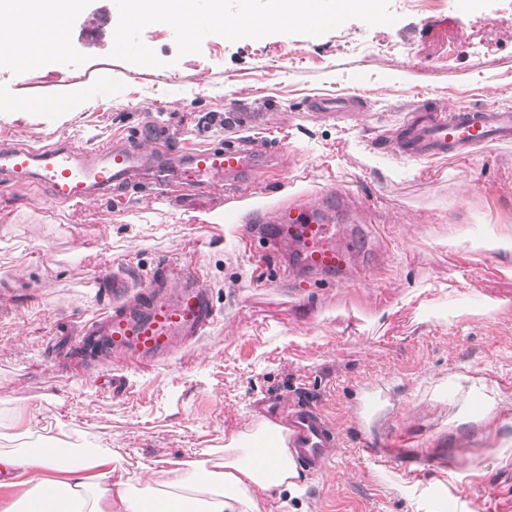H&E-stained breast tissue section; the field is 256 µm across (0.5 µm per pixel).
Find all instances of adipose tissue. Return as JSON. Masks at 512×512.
<instances>
[{
  "instance_id": "1",
  "label": "adipose tissue",
  "mask_w": 512,
  "mask_h": 512,
  "mask_svg": "<svg viewBox=\"0 0 512 512\" xmlns=\"http://www.w3.org/2000/svg\"><path fill=\"white\" fill-rule=\"evenodd\" d=\"M81 0H0V48L26 69L43 61L42 19L54 15L67 36ZM279 444L278 455L261 460L257 445ZM280 427L260 423L245 442L211 448L201 457L175 462L169 480L157 483L154 468L127 470L106 449L63 458L64 441L41 438L39 445L0 452V467L20 490L14 512H261L260 498L272 491L296 494L300 473L283 446Z\"/></svg>"
}]
</instances>
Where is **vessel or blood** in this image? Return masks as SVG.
Masks as SVG:
<instances>
[{
	"label": "vessel or blood",
	"mask_w": 512,
	"mask_h": 512,
	"mask_svg": "<svg viewBox=\"0 0 512 512\" xmlns=\"http://www.w3.org/2000/svg\"><path fill=\"white\" fill-rule=\"evenodd\" d=\"M512 141V110L490 105L452 106L417 113L393 131L376 138L379 147L423 161L466 155L480 147ZM279 160V147L228 139L192 151L173 152L156 135L106 142L90 148L54 144L17 148L0 145V180L7 187L38 186L59 205H78L128 187L137 169L151 165L155 183L165 186L170 165L183 166L197 194L224 192L228 202L258 193L268 171ZM341 194L320 202L302 200L277 209L271 219L246 227L245 239L261 242L273 262L277 280L339 288L351 278L374 277L376 243L367 234H337L336 211L346 205ZM99 283L108 282L98 275ZM111 283V282H108ZM112 303L86 320L76 342L103 357L138 358L147 363L167 360L217 320L212 295L198 273L169 259L142 270L135 295L113 282ZM286 446L294 461L322 473L341 436L318 409L282 402L276 408Z\"/></svg>",
	"instance_id": "1"
}]
</instances>
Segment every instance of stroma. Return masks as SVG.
Listing matches in <instances>:
<instances>
[{
  "label": "stroma",
  "instance_id": "obj_1",
  "mask_svg": "<svg viewBox=\"0 0 512 512\" xmlns=\"http://www.w3.org/2000/svg\"><path fill=\"white\" fill-rule=\"evenodd\" d=\"M390 10L394 24L351 19L320 36L210 35L185 56L154 23L142 40L155 68L110 58L114 0H82L64 52L21 76L0 60V140L90 146L159 126L185 150L237 137L284 149L268 205L243 214L220 190L144 186L62 207L42 189L0 191V451L26 442L18 412L37 405L76 446L188 459L251 433L256 403L299 398L333 420L341 446L302 496L271 493L264 512H442L447 500L512 512V262L483 244L512 226V142L433 163L373 145L428 100L512 107V0ZM385 42L394 53H379ZM350 95V111L317 108ZM22 98L71 109L22 112ZM336 186L374 205L385 244L373 281L266 287L273 266L244 226ZM162 258L196 267L216 324L161 365L82 364L72 342L112 301L93 273L135 282ZM372 398L368 428L357 413Z\"/></svg>",
  "mask_w": 512,
  "mask_h": 512
}]
</instances>
